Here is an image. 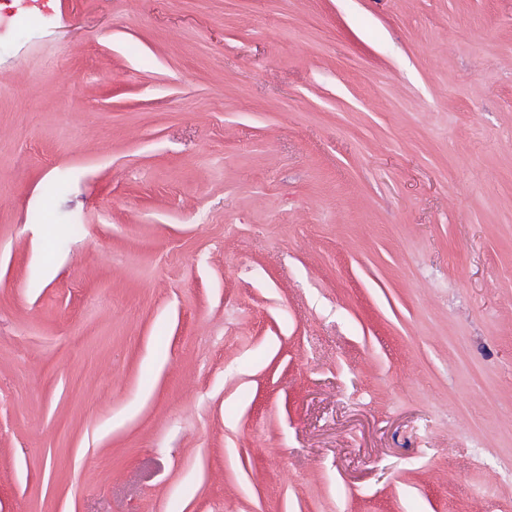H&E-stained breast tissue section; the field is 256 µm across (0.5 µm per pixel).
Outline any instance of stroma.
I'll return each instance as SVG.
<instances>
[{"instance_id":"35a3bbf8","label":"stroma","mask_w":512,"mask_h":512,"mask_svg":"<svg viewBox=\"0 0 512 512\" xmlns=\"http://www.w3.org/2000/svg\"><path fill=\"white\" fill-rule=\"evenodd\" d=\"M0 512H512V0H0Z\"/></svg>"}]
</instances>
